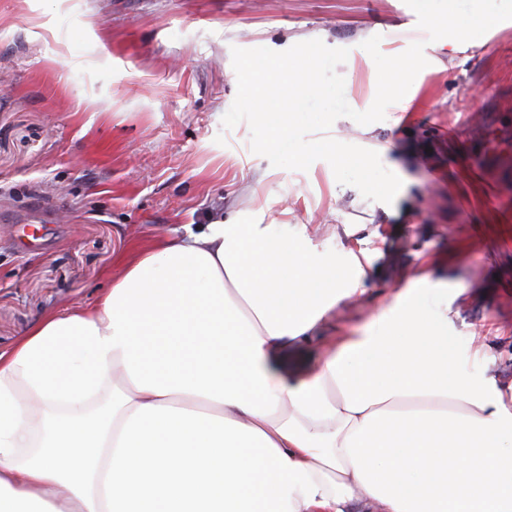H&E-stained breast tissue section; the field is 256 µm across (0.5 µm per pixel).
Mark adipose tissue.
I'll return each instance as SVG.
<instances>
[{"label":"adipose tissue","mask_w":512,"mask_h":512,"mask_svg":"<svg viewBox=\"0 0 512 512\" xmlns=\"http://www.w3.org/2000/svg\"><path fill=\"white\" fill-rule=\"evenodd\" d=\"M377 254L236 221L133 247L0 353V512H512V398L428 275L326 337Z\"/></svg>","instance_id":"adipose-tissue-1"}]
</instances>
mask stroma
I'll list each match as a JSON object with an SVG mask.
<instances>
[{
    "instance_id": "1",
    "label": "stroma",
    "mask_w": 512,
    "mask_h": 512,
    "mask_svg": "<svg viewBox=\"0 0 512 512\" xmlns=\"http://www.w3.org/2000/svg\"><path fill=\"white\" fill-rule=\"evenodd\" d=\"M375 35L387 56L424 42L414 105L330 132L401 179L388 209L352 206L358 189L326 161L278 168L252 152L247 123L223 127L233 48L348 49L337 71L362 112L377 87L362 43ZM233 217L323 225L315 241L332 252L376 235L383 256L329 334L367 322L424 269L454 297L449 352L495 325L489 373L512 387V20L452 53L404 0H0L1 352L110 288L131 242Z\"/></svg>"
}]
</instances>
